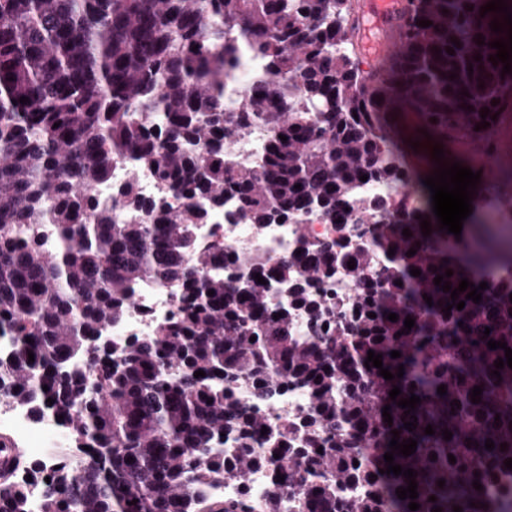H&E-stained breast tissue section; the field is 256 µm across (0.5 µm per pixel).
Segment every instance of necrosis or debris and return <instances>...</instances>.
Returning <instances> with one entry per match:
<instances>
[{"label":"necrosis or debris","instance_id":"1","mask_svg":"<svg viewBox=\"0 0 512 512\" xmlns=\"http://www.w3.org/2000/svg\"><path fill=\"white\" fill-rule=\"evenodd\" d=\"M133 184L139 196L150 198L157 194L158 186L153 174L144 168L127 163L115 166L108 183L97 186L93 194L108 203L116 188ZM295 222L267 224L261 227L237 223L227 218L224 210L209 212L203 224L197 227V236L204 246L220 244L234 251L257 250L272 259L288 256L296 238ZM179 308L175 288L165 283L145 281L138 284L127 303L122 318L106 328V335L116 340L145 339L153 336L157 328L172 319ZM237 398L248 410L261 416L267 427L287 422L309 405L306 392L299 388L283 387L271 398L257 397L250 380H241L235 387ZM0 431L20 438L28 452L44 464L55 460L54 449L65 447L66 435L53 414L35 417L30 407L8 393L0 394ZM278 463L262 461L249 474L246 482L216 481L204 492L215 500L247 499L265 503L277 498L285 503L284 512H301L292 504L293 495L287 483L278 481Z\"/></svg>","mask_w":512,"mask_h":512}]
</instances>
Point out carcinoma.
<instances>
[{
  "label": "carcinoma",
  "instance_id": "obj_1",
  "mask_svg": "<svg viewBox=\"0 0 512 512\" xmlns=\"http://www.w3.org/2000/svg\"><path fill=\"white\" fill-rule=\"evenodd\" d=\"M488 2L408 0L387 70L364 71L337 50L357 47L353 0H0V333L14 336L0 358V389L37 416L56 411L70 447L95 450L77 476L59 452L63 462L42 483L41 512H72L75 503L79 512H255L246 500L201 494L213 474L243 482L255 463L246 452L226 461L216 447L231 434L251 448L264 426L234 395L242 379L260 397L284 383L309 396V409L266 448L288 461L303 512H411L412 501L416 512H506L512 486L499 494L486 487L512 475L504 467L512 368L500 370V382L492 376L505 350L487 342L512 348V280L481 291L478 304L466 289L464 308L447 317L451 293L434 278L450 269L451 288L463 278L477 287L486 269L512 271V254L449 247L397 133L399 113L414 112L445 150L460 134L493 147L491 116L512 109V74L488 61L497 53L489 43L506 37L489 26L503 14L480 16ZM247 54L264 59L269 77L232 107L224 80ZM484 120L490 126L475 130ZM252 130L266 140L257 169L224 150V141ZM127 160L153 170L165 194L144 199L126 185L116 197L130 220L120 221L93 189ZM362 175L395 195L364 201ZM170 194L185 203L171 207ZM205 201H230L231 218L259 227L315 213L337 236L313 241L301 232L277 261L202 250L196 225ZM418 215L431 223L430 236ZM352 217L369 229L350 251ZM351 260L357 292L328 302L317 288ZM151 279L178 289V316L149 339L103 336L132 285ZM297 313L307 317L309 340L293 336ZM370 350L392 374L404 367L403 377L386 380L366 367ZM199 370L205 376H194ZM413 394L421 403L406 415L398 401ZM455 400L461 407L453 410ZM413 420L416 429L404 428ZM429 424L433 435L424 433ZM393 430L417 441L415 453L394 455L417 471L414 500L397 497L404 476L380 473ZM364 448L373 450L369 461ZM476 479L483 490L473 488ZM0 512H30L24 483L0 481Z\"/></svg>",
  "mask_w": 512,
  "mask_h": 512
}]
</instances>
